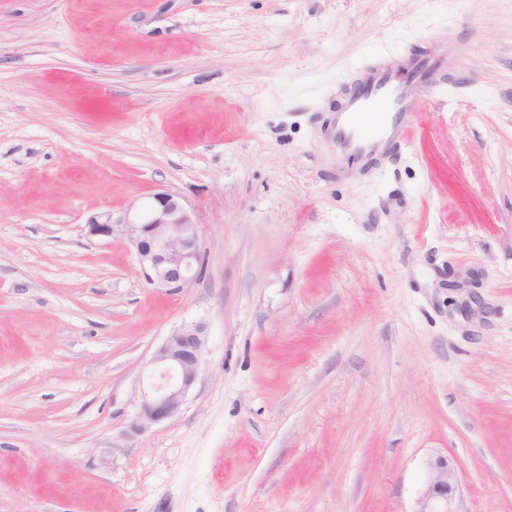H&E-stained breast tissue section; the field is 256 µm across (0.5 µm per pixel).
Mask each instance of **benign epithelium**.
<instances>
[{
    "label": "benign epithelium",
    "instance_id": "benign-epithelium-1",
    "mask_svg": "<svg viewBox=\"0 0 512 512\" xmlns=\"http://www.w3.org/2000/svg\"><path fill=\"white\" fill-rule=\"evenodd\" d=\"M87 229L97 238H127L147 282L167 294H179L197 281L198 224L173 192H156L143 210L132 205L117 217L110 211L92 216ZM205 342V325L190 323L175 329L156 350L146 364L148 383L138 396L134 430L144 431L181 412L198 380ZM458 492L455 461L437 455L428 463L415 512H459Z\"/></svg>",
    "mask_w": 512,
    "mask_h": 512
}]
</instances>
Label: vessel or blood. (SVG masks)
Segmentation results:
<instances>
[{
  "label": "vessel or blood",
  "instance_id": "obj_1",
  "mask_svg": "<svg viewBox=\"0 0 512 512\" xmlns=\"http://www.w3.org/2000/svg\"><path fill=\"white\" fill-rule=\"evenodd\" d=\"M355 70L356 82L343 94L331 131L336 167L347 172L377 167L411 134L421 104L436 88L439 65L415 59L401 76L380 56Z\"/></svg>",
  "mask_w": 512,
  "mask_h": 512
}]
</instances>
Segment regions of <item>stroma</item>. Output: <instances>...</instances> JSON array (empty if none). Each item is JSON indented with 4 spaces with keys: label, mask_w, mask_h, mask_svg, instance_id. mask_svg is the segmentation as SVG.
<instances>
[{
    "label": "stroma",
    "mask_w": 512,
    "mask_h": 512,
    "mask_svg": "<svg viewBox=\"0 0 512 512\" xmlns=\"http://www.w3.org/2000/svg\"><path fill=\"white\" fill-rule=\"evenodd\" d=\"M448 59L392 163L336 170L353 63ZM198 225L181 294L122 237ZM206 326L182 411L142 373ZM512 512V0H0V512ZM152 199L147 209L132 205L118 217L110 211L91 216L88 234L103 239L124 236L147 282L167 294H179L197 281L198 225L178 194L161 190ZM206 342L203 323L184 324L175 329L146 364V386L138 396L132 423L144 431L178 415L195 386ZM458 492L455 461L448 455H436L428 463L426 485L414 512H461Z\"/></svg>",
    "instance_id": "1"
}]
</instances>
